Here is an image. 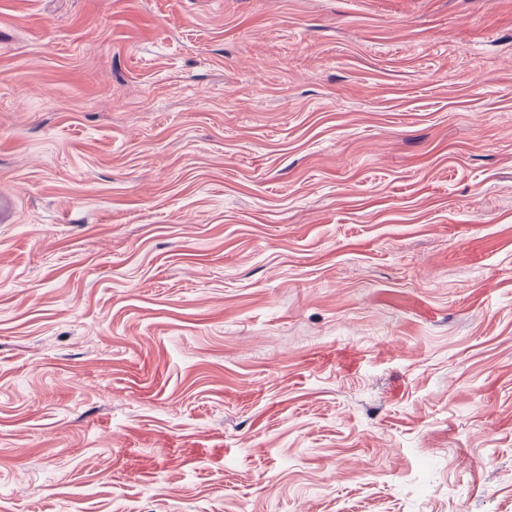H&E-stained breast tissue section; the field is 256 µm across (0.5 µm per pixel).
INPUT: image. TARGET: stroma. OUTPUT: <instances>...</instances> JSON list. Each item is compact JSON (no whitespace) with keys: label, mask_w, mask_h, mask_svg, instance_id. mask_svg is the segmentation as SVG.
Instances as JSON below:
<instances>
[{"label":"stroma","mask_w":512,"mask_h":512,"mask_svg":"<svg viewBox=\"0 0 512 512\" xmlns=\"http://www.w3.org/2000/svg\"><path fill=\"white\" fill-rule=\"evenodd\" d=\"M0 512H512V0H0Z\"/></svg>","instance_id":"35a3bbf8"}]
</instances>
